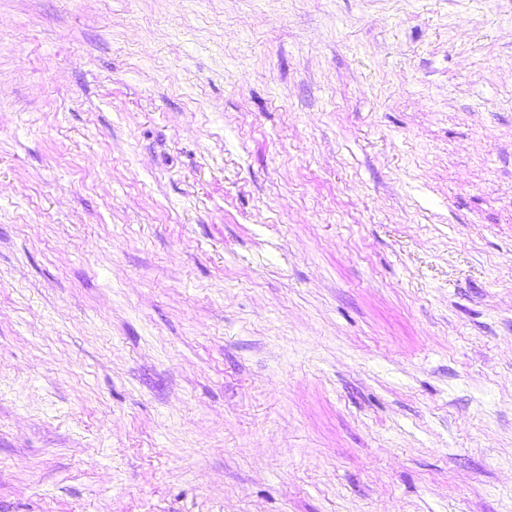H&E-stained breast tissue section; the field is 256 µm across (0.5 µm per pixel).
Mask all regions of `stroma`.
<instances>
[{"mask_svg":"<svg viewBox=\"0 0 512 512\" xmlns=\"http://www.w3.org/2000/svg\"><path fill=\"white\" fill-rule=\"evenodd\" d=\"M0 512H512V0H0Z\"/></svg>","mask_w":512,"mask_h":512,"instance_id":"stroma-1","label":"stroma"}]
</instances>
